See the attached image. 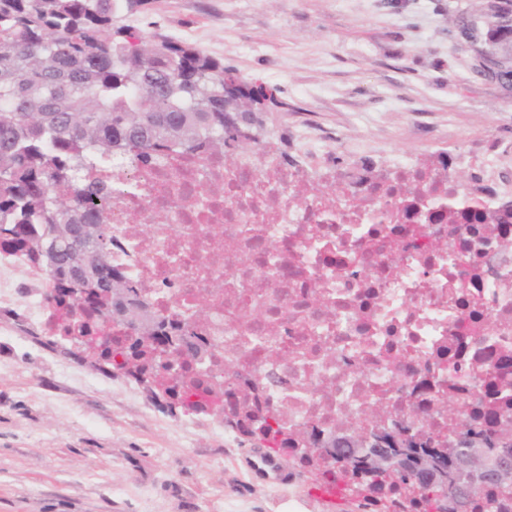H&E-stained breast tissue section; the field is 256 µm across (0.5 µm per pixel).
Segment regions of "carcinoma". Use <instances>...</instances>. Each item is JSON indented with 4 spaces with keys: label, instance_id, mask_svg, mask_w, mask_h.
<instances>
[{
    "label": "carcinoma",
    "instance_id": "obj_1",
    "mask_svg": "<svg viewBox=\"0 0 512 512\" xmlns=\"http://www.w3.org/2000/svg\"><path fill=\"white\" fill-rule=\"evenodd\" d=\"M132 8L127 0H0V248L53 254V301L80 311L74 328L91 334L104 316L92 299L74 289L85 275L97 277L109 293L140 294L112 265V243L89 252L75 237L60 239L64 224H96L98 237L109 224V192L85 174L90 153L110 157L112 146L136 149L132 162L148 164L170 146L224 154L235 141L224 135V62L170 40L152 41L139 32L114 27L115 13ZM139 354L130 334L106 341L99 360L114 368L116 355ZM170 369L180 401L193 391H211L195 358ZM459 441L484 442L495 456L512 457V435L491 437L483 429L457 433ZM344 490L371 507L390 506L365 496L353 481ZM393 506L401 512H430L429 500L408 486H393ZM508 494L485 484L469 500L495 502Z\"/></svg>",
    "mask_w": 512,
    "mask_h": 512
}]
</instances>
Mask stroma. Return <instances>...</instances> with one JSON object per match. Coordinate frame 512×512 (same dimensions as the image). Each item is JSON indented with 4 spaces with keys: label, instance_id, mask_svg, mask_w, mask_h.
Listing matches in <instances>:
<instances>
[{
    "label": "stroma",
    "instance_id": "1",
    "mask_svg": "<svg viewBox=\"0 0 512 512\" xmlns=\"http://www.w3.org/2000/svg\"><path fill=\"white\" fill-rule=\"evenodd\" d=\"M490 0H146L118 27L221 60L249 83L277 88L261 148L299 164L386 168L449 163L476 184L480 151H504L512 182V84L485 51ZM336 132L305 156L300 124ZM0 308V512H362L311 499L295 469L273 483L247 461L259 442L224 440L80 346L15 332Z\"/></svg>",
    "mask_w": 512,
    "mask_h": 512
}]
</instances>
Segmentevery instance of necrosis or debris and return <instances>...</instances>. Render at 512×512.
<instances>
[{"label":"necrosis or debris","mask_w":512,"mask_h":512,"mask_svg":"<svg viewBox=\"0 0 512 512\" xmlns=\"http://www.w3.org/2000/svg\"><path fill=\"white\" fill-rule=\"evenodd\" d=\"M97 164L113 265L168 319L205 300L204 371L258 382L290 433L403 426L448 447L461 425L512 434V224L476 221L451 169L401 163L374 184L268 152H236L231 172L181 150L151 166ZM308 181L312 199L295 206L292 189ZM338 189L359 209L333 201ZM156 212L164 223L151 224ZM22 259L0 249V306L62 334L74 314L48 304L45 271L14 287Z\"/></svg>","instance_id":"necrosis-or-debris-1"}]
</instances>
